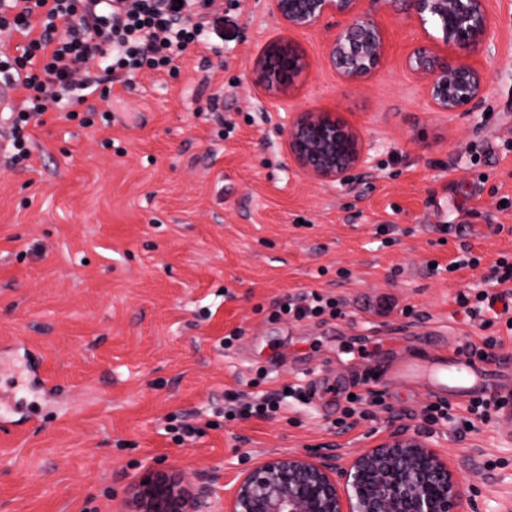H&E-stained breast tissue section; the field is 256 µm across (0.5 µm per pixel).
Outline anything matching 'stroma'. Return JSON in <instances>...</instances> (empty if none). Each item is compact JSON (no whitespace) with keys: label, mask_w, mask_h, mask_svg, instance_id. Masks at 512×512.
<instances>
[{"label":"stroma","mask_w":512,"mask_h":512,"mask_svg":"<svg viewBox=\"0 0 512 512\" xmlns=\"http://www.w3.org/2000/svg\"><path fill=\"white\" fill-rule=\"evenodd\" d=\"M487 8L491 55L452 50L487 74L468 111H437L406 70L417 21L379 11L384 62L347 80L327 58L336 20L297 30L267 0H232L177 74L114 84L110 127L51 109L30 130L28 164L0 155V383L32 350L64 389L17 392L27 412L0 417V512H119L150 468L206 480L224 512L236 476L262 457L349 456L399 427L461 467V512H512L502 412L468 429L432 425L429 378H384L498 337L487 363L512 382V314L472 318L456 303L512 259V0ZM275 42L305 61L285 95L254 82ZM305 109L358 130L371 161L347 184L311 178L289 154L288 116ZM464 247L479 268L430 269ZM312 291L338 299L342 317L280 314ZM290 386L306 400L207 425L226 392ZM372 392L386 409L340 427L346 396ZM180 416L204 433L177 443L166 428Z\"/></svg>","instance_id":"1"}]
</instances>
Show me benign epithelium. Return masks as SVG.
I'll return each instance as SVG.
<instances>
[{
	"label": "benign epithelium",
	"instance_id": "1",
	"mask_svg": "<svg viewBox=\"0 0 512 512\" xmlns=\"http://www.w3.org/2000/svg\"><path fill=\"white\" fill-rule=\"evenodd\" d=\"M368 7L361 8L362 2ZM272 12L291 28L309 30L340 19L328 46L332 68L347 80L378 69L385 39L375 15L391 10L432 24L405 58L431 105L459 112L483 97L485 70L456 60L448 49L484 50L494 39L486 0H270ZM302 68L301 57L270 45L257 59L255 78L274 94L288 87L285 74ZM288 151L309 176L346 184L351 170L367 165L358 133L330 112H297L288 123ZM281 454L267 457L237 477L224 512H460L465 496L457 472L429 440L405 428L374 448L349 457ZM205 481L190 490L184 477L148 469L133 484L126 512H211Z\"/></svg>",
	"mask_w": 512,
	"mask_h": 512
}]
</instances>
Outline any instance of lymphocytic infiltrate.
<instances>
[{"instance_id": "lymphocytic-infiltrate-1", "label": "lymphocytic infiltrate", "mask_w": 512, "mask_h": 512, "mask_svg": "<svg viewBox=\"0 0 512 512\" xmlns=\"http://www.w3.org/2000/svg\"><path fill=\"white\" fill-rule=\"evenodd\" d=\"M215 0H0V34L25 36L7 52L0 78L23 92L10 113L11 165L31 158L29 126L49 107L90 127L99 110L85 90L108 100L114 83L132 84L145 69L172 71L175 58L201 43Z\"/></svg>"}]
</instances>
